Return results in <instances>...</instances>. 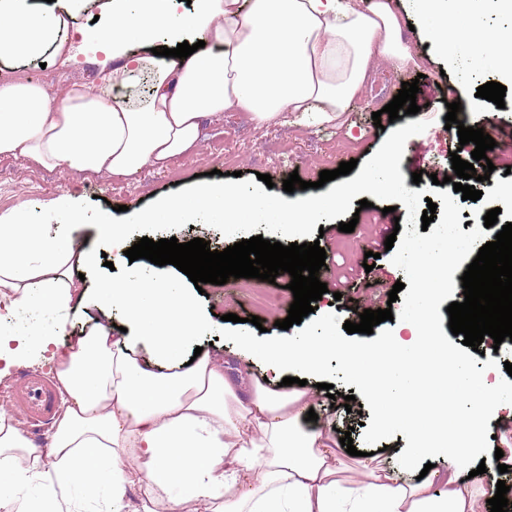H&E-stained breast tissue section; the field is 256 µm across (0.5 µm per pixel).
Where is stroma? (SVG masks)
Here are the masks:
<instances>
[{
    "mask_svg": "<svg viewBox=\"0 0 512 512\" xmlns=\"http://www.w3.org/2000/svg\"><path fill=\"white\" fill-rule=\"evenodd\" d=\"M413 55L419 56V66L394 68L388 64L377 65L373 79L364 97L355 102L349 112L344 113L340 122L333 126L312 124L307 117L291 113L284 114L278 123L258 127L246 112H227L217 118L206 119L199 151L175 158L165 171L144 170L137 178L122 179L94 174H77L69 177L49 171L18 157H0V173H8L10 182L0 185V217L10 218L18 212H26L35 222L51 219L52 205L63 195H69L82 202H91L99 208H106L108 202L121 199L129 209L148 206L159 198L197 185L198 174L212 170L240 172L242 179H255L257 174H269L285 168L297 170L301 179H308L310 171L335 169L337 153H346L359 162H366L380 148L388 132L412 123L413 119H424L428 128L410 137L405 144L401 159L404 173L421 171L430 175L450 169L448 141L454 138V131L446 130L445 116L448 109L441 96L420 89L416 103L421 110L417 116H403L376 128L372 114L388 104L407 80L409 74L419 72L434 80L438 85H450L457 89L462 108L471 107L479 86L490 81H499L495 70L475 75H462L459 68L450 67L433 44L421 31H413L406 40ZM21 76L38 79L51 98L60 95V80L69 77L86 83L94 82L95 73L84 64L60 67L52 64L43 66L39 62L26 63L20 70ZM384 201H375L373 207L361 209L354 232L339 231L337 220L323 221L324 236L321 247L327 248L328 280L326 294L316 303L315 313L304 317L299 324L289 328L290 336L303 340L331 335L337 345L367 349L386 342L395 335L399 321H385L374 326L372 334L347 333L343 325L350 315L340 302L335 301L333 292L336 280L343 271L357 267L358 253L364 238L374 236L377 225L393 224V214L385 213ZM205 297L201 302L208 320L214 329L222 327V317L228 313H239L249 309L252 315L261 319L269 336H277V323L285 319L294 300L290 290L282 285H273L272 291L279 302L266 308L255 305L248 280L223 285L205 284ZM35 373L47 379H54L55 366L47 363L35 368L20 366L13 368L11 377L0 383V409L10 411L12 418L38 444H45L51 433L50 422L30 421L14 406V395L22 376ZM288 376L307 380L308 384L328 383L333 385L336 396L328 398L319 395L316 410L320 420L336 426L340 431L350 432L358 453L346 456L347 470L344 480L353 481L362 477L363 453H374L377 462L400 468L402 456L410 444L399 428L385 426L377 404L363 403L360 412H346L345 398L349 395L362 396V377L347 369L343 361L328 357L320 372L312 373L292 366Z\"/></svg>",
    "mask_w": 512,
    "mask_h": 512,
    "instance_id": "35a3bbf8",
    "label": "stroma"
}]
</instances>
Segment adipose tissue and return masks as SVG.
<instances>
[{
	"mask_svg": "<svg viewBox=\"0 0 512 512\" xmlns=\"http://www.w3.org/2000/svg\"><path fill=\"white\" fill-rule=\"evenodd\" d=\"M446 2L412 0L420 30L449 62L512 76V0H454L452 11ZM489 6L510 24L488 23ZM91 8L103 20L92 34L80 23ZM189 30L204 48L185 59L153 55L159 33L178 43ZM88 41L91 53L81 56ZM79 58L97 81L66 87L56 104L42 84L17 75L30 60ZM380 60H414L392 0H199L189 15L174 0H0V156L63 175L133 178L199 148L202 120L225 112L250 113L260 126L287 112L332 123ZM56 206L68 226L0 218V308L37 316L24 326L0 322V381L15 365L52 360L67 397L44 451L0 411V512H73L70 490L102 487L98 512H476L477 490L464 478L470 450L484 436L486 410L512 386L475 391L467 419L449 429L429 423L427 391L398 382L411 366L432 371L433 308L452 249L416 256L420 289L405 333L377 348L378 376L364 384L383 421L412 445L404 468L447 457L419 480L370 464L345 486L333 428L303 427L310 394L277 377L291 365L320 370L335 352L353 366L359 352L329 336L258 344L244 331L240 343L271 378L208 352L183 360L182 342L202 326L192 298L170 282L120 280L88 308L74 280L75 265L92 258L80 206L68 195ZM116 304L148 339L151 358L138 359L134 341L113 328ZM43 313L57 323L41 322ZM70 319L87 330L63 347Z\"/></svg>",
	"mask_w": 512,
	"mask_h": 512,
	"instance_id": "1",
	"label": "adipose tissue"
}]
</instances>
